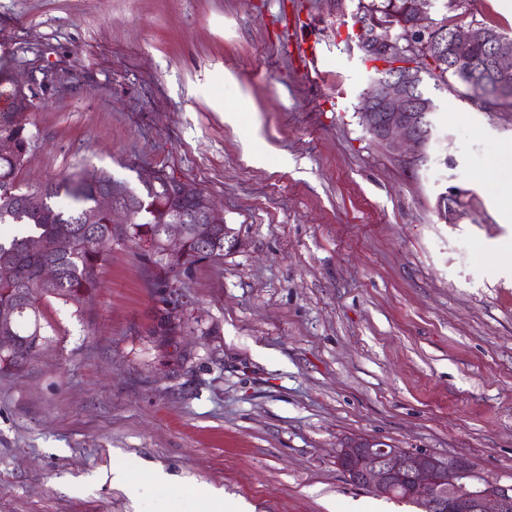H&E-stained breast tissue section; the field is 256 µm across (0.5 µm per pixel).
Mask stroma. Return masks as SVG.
Wrapping results in <instances>:
<instances>
[{
  "mask_svg": "<svg viewBox=\"0 0 512 512\" xmlns=\"http://www.w3.org/2000/svg\"><path fill=\"white\" fill-rule=\"evenodd\" d=\"M357 12L0 0V90L33 102L18 182L103 169L136 189L163 170L239 240L193 266L182 306L118 243L90 301L42 299L46 343L0 372V512H200L205 486L254 512H419L338 468L363 435L512 483V223L488 175L512 107L426 79L434 139L405 166L361 123ZM448 21L512 33L501 0Z\"/></svg>",
  "mask_w": 512,
  "mask_h": 512,
  "instance_id": "obj_1",
  "label": "stroma"
}]
</instances>
